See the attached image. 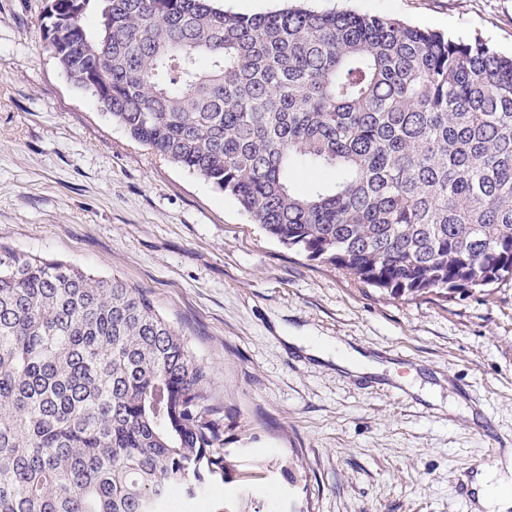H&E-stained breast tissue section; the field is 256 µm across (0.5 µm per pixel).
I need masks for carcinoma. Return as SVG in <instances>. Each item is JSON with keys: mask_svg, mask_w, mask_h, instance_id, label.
<instances>
[{"mask_svg": "<svg viewBox=\"0 0 512 512\" xmlns=\"http://www.w3.org/2000/svg\"><path fill=\"white\" fill-rule=\"evenodd\" d=\"M57 2L52 47L82 25ZM100 2L70 68L268 237L393 296L512 277V57L352 11ZM229 470L211 371L145 292L0 249V512H176Z\"/></svg>", "mask_w": 512, "mask_h": 512, "instance_id": "obj_1", "label": "carcinoma"}]
</instances>
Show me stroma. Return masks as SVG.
<instances>
[{
	"mask_svg": "<svg viewBox=\"0 0 512 512\" xmlns=\"http://www.w3.org/2000/svg\"><path fill=\"white\" fill-rule=\"evenodd\" d=\"M47 3L0 0V245L153 297L212 371L243 512H471L470 478L512 450V279L394 297L286 249L69 81L43 37ZM309 4L512 53V0ZM291 336L385 370L352 376Z\"/></svg>",
	"mask_w": 512,
	"mask_h": 512,
	"instance_id": "obj_1",
	"label": "stroma"
}]
</instances>
